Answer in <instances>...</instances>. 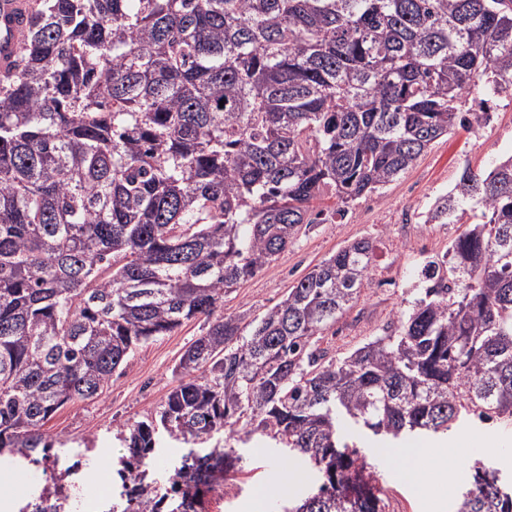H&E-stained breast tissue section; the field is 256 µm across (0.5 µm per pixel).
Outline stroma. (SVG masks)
I'll return each instance as SVG.
<instances>
[{
    "label": "stroma",
    "instance_id": "1",
    "mask_svg": "<svg viewBox=\"0 0 512 512\" xmlns=\"http://www.w3.org/2000/svg\"><path fill=\"white\" fill-rule=\"evenodd\" d=\"M488 122L456 127L430 145L416 164L378 192L356 200L344 217L302 226L299 233L270 267L224 298V310L253 319L286 296L289 288L314 265L339 248L359 239L376 245L370 283L359 301L328 337L330 349L345 355L393 328L401 312L417 297L424 261L443 256L451 242L475 222L472 210L458 212L453 224H430L426 217L436 200L456 184L464 168L484 172L500 158L512 155V105H491ZM206 328L193 320L175 333L138 349L124 374L97 398L65 406L50 420L48 434L71 441L82 451L85 441L96 450L81 471L82 498L100 494L101 470H112L125 455L120 438L133 422L159 410L168 392L177 385L173 368L186 347ZM241 471L225 476L207 493L206 512H269L267 491L274 462L296 470L292 460L281 459L276 449L261 441L243 451ZM421 470L429 484L421 493L392 470L378 467L385 492L386 512H433L434 499L451 501L470 473L469 466L452 471L440 482L431 462Z\"/></svg>",
    "mask_w": 512,
    "mask_h": 512
}]
</instances>
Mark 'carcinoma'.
I'll use <instances>...</instances> for the list:
<instances>
[{
	"label": "carcinoma",
	"mask_w": 512,
	"mask_h": 512,
	"mask_svg": "<svg viewBox=\"0 0 512 512\" xmlns=\"http://www.w3.org/2000/svg\"><path fill=\"white\" fill-rule=\"evenodd\" d=\"M17 61L0 79V456L54 468L17 512L70 510L82 461L44 425L201 317L178 385L121 436L107 512H204L257 435L316 480L274 512H385L360 444L398 460L469 420L512 426V156L429 211L480 219L391 332L321 347L369 284L366 239L261 318L224 312L317 202L343 216L488 119L472 87L512 104V0H34ZM161 430L183 448L165 485L147 481ZM454 512H512V485L477 459Z\"/></svg>",
	"instance_id": "carcinoma-1"
}]
</instances>
